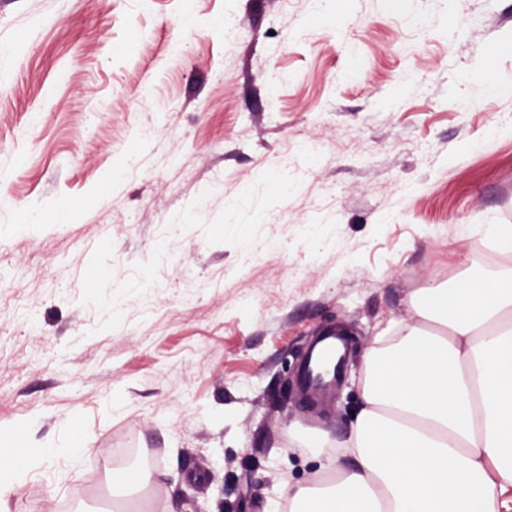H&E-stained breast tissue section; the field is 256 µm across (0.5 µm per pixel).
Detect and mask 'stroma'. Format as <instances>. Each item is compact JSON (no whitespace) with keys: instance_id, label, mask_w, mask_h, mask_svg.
I'll use <instances>...</instances> for the list:
<instances>
[{"instance_id":"stroma-1","label":"stroma","mask_w":512,"mask_h":512,"mask_svg":"<svg viewBox=\"0 0 512 512\" xmlns=\"http://www.w3.org/2000/svg\"><path fill=\"white\" fill-rule=\"evenodd\" d=\"M20 213L6 512H284L354 465L366 356L417 297L512 261L481 246L512 225V0H0ZM332 327L347 368L316 399ZM73 430L88 453L49 455ZM300 374L301 383L310 390L335 384L343 374L347 361L343 358L349 348V337L342 329H330L317 336L311 344ZM343 349V353L339 351Z\"/></svg>"}]
</instances>
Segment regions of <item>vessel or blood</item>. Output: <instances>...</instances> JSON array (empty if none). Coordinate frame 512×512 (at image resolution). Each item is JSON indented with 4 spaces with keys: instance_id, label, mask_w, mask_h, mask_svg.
Wrapping results in <instances>:
<instances>
[{
    "instance_id": "obj_1",
    "label": "vessel or blood",
    "mask_w": 512,
    "mask_h": 512,
    "mask_svg": "<svg viewBox=\"0 0 512 512\" xmlns=\"http://www.w3.org/2000/svg\"><path fill=\"white\" fill-rule=\"evenodd\" d=\"M348 347L349 337L344 330L330 329L317 336L302 365V384L311 390L335 384L343 374L345 362L342 352Z\"/></svg>"
}]
</instances>
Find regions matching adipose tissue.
<instances>
[{
  "instance_id": "adipose-tissue-1",
  "label": "adipose tissue",
  "mask_w": 512,
  "mask_h": 512,
  "mask_svg": "<svg viewBox=\"0 0 512 512\" xmlns=\"http://www.w3.org/2000/svg\"><path fill=\"white\" fill-rule=\"evenodd\" d=\"M412 328L370 356L328 488L288 493L289 512H512V265L429 288Z\"/></svg>"
}]
</instances>
